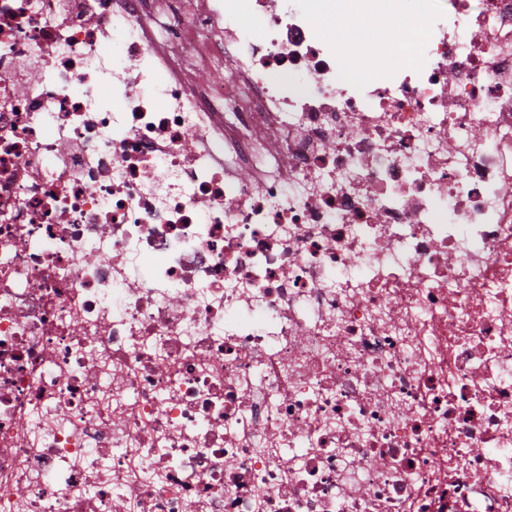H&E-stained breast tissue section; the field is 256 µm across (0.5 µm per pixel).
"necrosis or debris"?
I'll return each instance as SVG.
<instances>
[{
	"label": "necrosis or debris",
	"mask_w": 512,
	"mask_h": 512,
	"mask_svg": "<svg viewBox=\"0 0 512 512\" xmlns=\"http://www.w3.org/2000/svg\"><path fill=\"white\" fill-rule=\"evenodd\" d=\"M165 2L0 0V512H512V0ZM383 27L380 35H386L391 39L394 52L387 57H380V61L387 66H402L408 62L415 61L413 46L422 37V28L413 21L388 20L381 25ZM381 26L369 30V33L377 34ZM379 35V36H380ZM367 29L363 28H348L345 26H339L336 28H333V36L330 31L327 30L328 36L334 41L338 47V49L347 57H354L355 55H352L349 51L350 47L353 44L361 42L363 39H365V32Z\"/></svg>",
	"instance_id": "obj_1"
}]
</instances>
